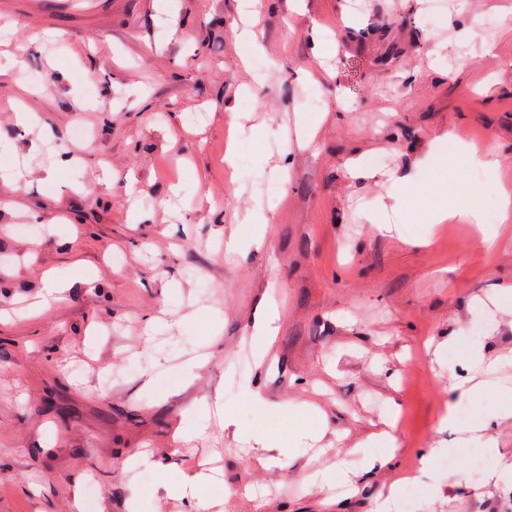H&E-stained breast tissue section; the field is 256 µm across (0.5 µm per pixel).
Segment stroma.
Returning a JSON list of instances; mask_svg holds the SVG:
<instances>
[{
    "label": "stroma",
    "mask_w": 512,
    "mask_h": 512,
    "mask_svg": "<svg viewBox=\"0 0 512 512\" xmlns=\"http://www.w3.org/2000/svg\"><path fill=\"white\" fill-rule=\"evenodd\" d=\"M428 2L266 0L259 71L232 32L239 0H0V512H192L165 489L206 460L213 512H374L409 480L423 512H512V478L473 477L440 422L451 379L472 376L469 345L448 342L477 320L512 388V222L488 254L474 225L407 218L512 189V0H443L434 26ZM448 133L508 160L476 163ZM51 155L73 158L55 179ZM256 205L262 245L225 255ZM380 214L403 222L379 232ZM49 272L69 286L39 311ZM263 302L283 314L261 363ZM218 398L235 429L187 415ZM303 402L314 443L284 423ZM501 404L471 406L512 461ZM261 419L282 450L268 467L238 435ZM391 422L389 448L375 435ZM186 426L200 437L177 447ZM426 448L454 470H423ZM144 453L154 465L132 466Z\"/></svg>",
    "instance_id": "obj_1"
}]
</instances>
